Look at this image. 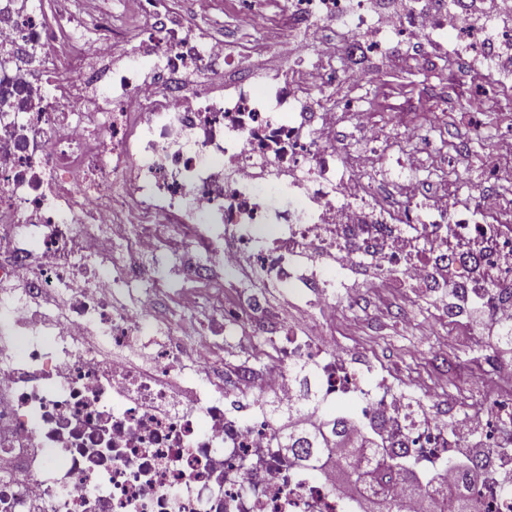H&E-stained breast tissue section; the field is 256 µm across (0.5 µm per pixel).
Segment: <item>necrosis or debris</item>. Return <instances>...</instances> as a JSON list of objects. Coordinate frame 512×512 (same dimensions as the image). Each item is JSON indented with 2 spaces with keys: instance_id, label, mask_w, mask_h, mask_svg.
Here are the masks:
<instances>
[{
  "instance_id": "obj_1",
  "label": "necrosis or debris",
  "mask_w": 512,
  "mask_h": 512,
  "mask_svg": "<svg viewBox=\"0 0 512 512\" xmlns=\"http://www.w3.org/2000/svg\"><path fill=\"white\" fill-rule=\"evenodd\" d=\"M146 18L129 47L110 13L78 37L75 0H0V512H344L352 488L322 462L308 470L281 448L270 410L252 412L256 388L300 403L294 381L308 369L318 401L355 398L353 421L386 456L410 459L447 483L448 462L470 435L486 512H512V428L482 405L449 402L436 422L428 397L369 382L365 365L326 341L290 336L258 370L219 371L223 334L187 346L185 324H167L150 345L162 304L150 285L153 260L188 249L178 274L186 311L223 307L201 293L215 270L261 269L268 282L336 312L340 277L368 267L375 288L442 287L512 326V204L486 205L483 190L460 197L449 184L421 195L407 174L399 196L379 195L371 150L336 147L340 107L316 92L337 77L364 79L359 62L380 53L374 0H288V24L302 30L346 19L349 35L318 47L286 80L256 82L239 70L231 93L217 71L254 60L266 43L228 53L200 28L172 21L167 0H124ZM388 36L425 53L452 34L448 62L494 60L512 50V18L475 27L472 0H385ZM151 58V76L133 62ZM18 294H2L35 254ZM336 256V272L302 277L301 259ZM141 285L121 301L118 285ZM63 293L56 308L41 305ZM230 314L269 333L287 329L259 293L237 294ZM98 329L110 346L148 348V365L102 360L81 343ZM195 357L193 399L170 386Z\"/></svg>"
}]
</instances>
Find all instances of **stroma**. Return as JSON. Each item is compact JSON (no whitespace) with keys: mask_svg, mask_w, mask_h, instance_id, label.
<instances>
[{"mask_svg":"<svg viewBox=\"0 0 512 512\" xmlns=\"http://www.w3.org/2000/svg\"><path fill=\"white\" fill-rule=\"evenodd\" d=\"M178 23L196 26L214 37L240 44L258 39L252 28V0H221L212 16L197 13L195 0H173ZM364 83H346L324 89L330 99H355L370 114L368 140L384 153L373 181L386 195L397 194L402 173L420 166L422 155L414 150L411 130L436 126V144L447 151L449 164L443 177L461 192L482 188L498 191V178L482 163L494 142L512 137V125L503 124L498 113L483 102L484 85L473 83L471 63L424 68L409 47L389 40L386 55L369 57ZM347 294L360 298L356 309H337L335 315L318 314L285 288L269 291L272 308H291L299 318L292 328L298 335L326 340L346 351L348 357H365L382 365L411 392L430 397L433 406L451 399H471L498 410L512 405V390L492 389L483 380L486 354L512 364V347L476 335L470 325L452 323L434 295L407 288L392 292L365 287L356 276L347 280ZM225 365L259 366L253 346L270 349L269 336L250 323L224 328Z\"/></svg>","mask_w":512,"mask_h":512,"instance_id":"stroma-1","label":"stroma"}]
</instances>
